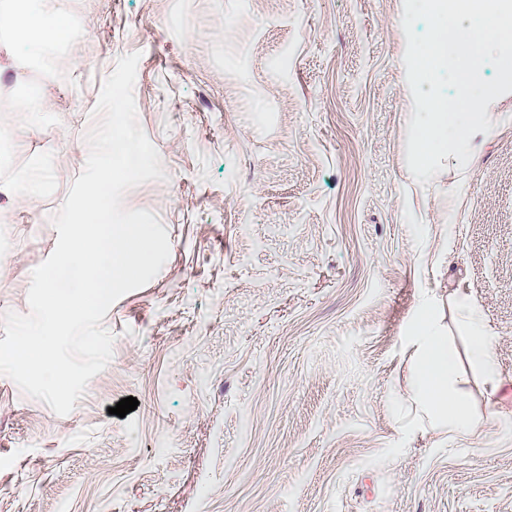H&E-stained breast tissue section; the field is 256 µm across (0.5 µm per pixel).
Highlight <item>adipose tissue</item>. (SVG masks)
Returning <instances> with one entry per match:
<instances>
[{"label":"adipose tissue","instance_id":"ef3b65f1","mask_svg":"<svg viewBox=\"0 0 512 512\" xmlns=\"http://www.w3.org/2000/svg\"><path fill=\"white\" fill-rule=\"evenodd\" d=\"M68 15L64 8L46 11L40 8H10L0 11V30L15 31L25 37L30 56H39L49 34L62 31ZM463 314L469 324L468 360L479 368L487 381H497V369L487 336L471 309ZM417 360L413 370L412 397L430 415L432 425L456 432L476 428L478 419L469 398L456 384L460 368L457 352L447 337L438 335L432 319H425L416 328Z\"/></svg>","mask_w":512,"mask_h":512}]
</instances>
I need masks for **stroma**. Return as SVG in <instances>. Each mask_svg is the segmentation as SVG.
Here are the masks:
<instances>
[{"label":"stroma","instance_id":"obj_1","mask_svg":"<svg viewBox=\"0 0 512 512\" xmlns=\"http://www.w3.org/2000/svg\"><path fill=\"white\" fill-rule=\"evenodd\" d=\"M64 6L83 66L0 32V315L28 313L102 82L132 52L166 178L123 205L170 256L102 320L112 359L70 414L0 375V512H512V93L468 166L443 158L421 185L403 0ZM462 302L501 385L464 369L481 420L451 433L409 400L412 336L435 316L465 354Z\"/></svg>","mask_w":512,"mask_h":512}]
</instances>
